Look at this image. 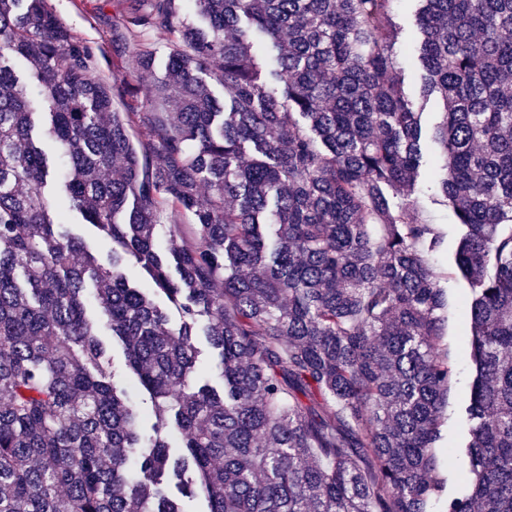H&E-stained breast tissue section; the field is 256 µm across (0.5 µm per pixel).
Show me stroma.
<instances>
[{"label": "stroma", "instance_id": "35a3bbf8", "mask_svg": "<svg viewBox=\"0 0 512 512\" xmlns=\"http://www.w3.org/2000/svg\"><path fill=\"white\" fill-rule=\"evenodd\" d=\"M56 15L81 41L93 48L98 59V73L106 79L136 74V61L132 52L119 55L115 52L116 26L123 13L122 0H50ZM415 0H394V21L402 33L395 47L399 66L404 76V88L417 111L423 114L424 132H432L440 120L443 103L438 97L422 98L417 74L421 69L417 55L407 50V44L416 30ZM419 217L435 225L443 239L441 250L429 259L434 270L441 274L440 285L445 290L447 308L441 342V353L454 369L448 386V403L443 409L444 440L442 447L452 450L449 464L444 465L443 475L448 494L463 490L469 475V459L465 448L469 440L465 405L470 397L476 376L475 364L470 357L471 335L465 318V306L470 290L460 274L454 273V258L461 229L456 224L451 208L445 199L430 188H422L416 194ZM89 314L97 322L99 337L107 347L108 370L117 386L123 387L128 400L136 407L148 410L152 407L149 395L138 384L127 366L126 354L121 342L111 336L105 320H102L97 303H90Z\"/></svg>", "mask_w": 512, "mask_h": 512}]
</instances>
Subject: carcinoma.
I'll use <instances>...</instances> for the list:
<instances>
[{
  "instance_id": "cac0c4a2",
  "label": "carcinoma",
  "mask_w": 512,
  "mask_h": 512,
  "mask_svg": "<svg viewBox=\"0 0 512 512\" xmlns=\"http://www.w3.org/2000/svg\"><path fill=\"white\" fill-rule=\"evenodd\" d=\"M181 2L126 0L127 32L165 30L175 48L151 86L122 78L117 112L49 0H0V512H182L163 477L182 496L200 486L208 512H429L453 370L392 0H193L201 25ZM422 2L421 93L443 101L436 189L464 231L476 365L473 478L443 512H512V0ZM156 56L138 45V70ZM55 196L107 262L55 218ZM165 208L194 224L160 248ZM88 283L151 395L141 452ZM203 320L220 394L192 386Z\"/></svg>"
}]
</instances>
